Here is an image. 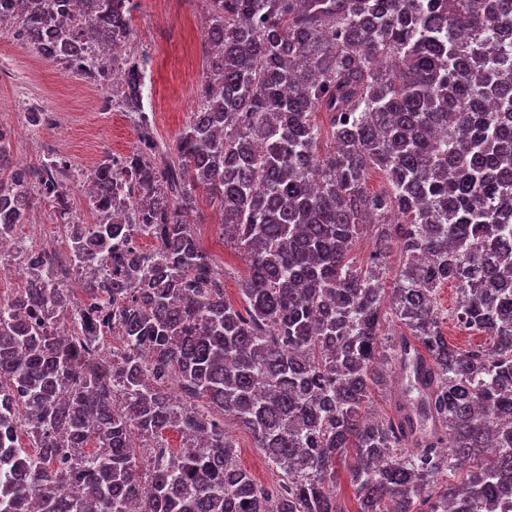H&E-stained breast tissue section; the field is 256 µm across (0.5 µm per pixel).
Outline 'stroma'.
Wrapping results in <instances>:
<instances>
[{
    "label": "stroma",
    "instance_id": "obj_1",
    "mask_svg": "<svg viewBox=\"0 0 512 512\" xmlns=\"http://www.w3.org/2000/svg\"><path fill=\"white\" fill-rule=\"evenodd\" d=\"M132 13L134 37L131 52L150 49L153 66L146 80V93L154 108V124L161 146H174L176 138L196 107V87L205 69L202 42L207 14L201 0H135ZM15 31L0 33V51L15 55V67L28 82L31 95L56 102L60 110L54 126L37 133L17 131L22 101L13 86L0 82V124L14 129L11 147L14 160L27 166L42 163L49 151L68 160L72 167L95 166L105 156L131 153L137 135L120 113L94 106L82 91L77 76L54 62L29 51L15 53ZM194 231L202 247L212 256L224 283V293L239 301L238 281L246 266L241 257L224 242L217 216L202 208ZM238 451L237 464L256 482L268 486L278 474L265 462L251 434L230 427Z\"/></svg>",
    "mask_w": 512,
    "mask_h": 512
}]
</instances>
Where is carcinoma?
Masks as SVG:
<instances>
[{"label": "carcinoma", "mask_w": 512, "mask_h": 512, "mask_svg": "<svg viewBox=\"0 0 512 512\" xmlns=\"http://www.w3.org/2000/svg\"><path fill=\"white\" fill-rule=\"evenodd\" d=\"M204 2L205 71L176 159L161 156L146 58L132 55L123 105L138 139L124 167L137 201L110 224L112 157L91 170L87 232L155 249L112 248L111 282L79 300L32 281L0 295V396L32 423L36 448L0 430V512H345L339 461L355 512L506 507L512 0ZM71 7L0 0V20L76 73L85 33ZM133 7L94 0L89 24L107 48L133 37ZM325 137L334 149L322 155ZM12 140L1 127L0 225L27 223L41 199L68 218L67 161L33 176ZM371 170L385 175L377 193L365 187ZM202 200L246 259L241 310L187 222ZM365 232L373 250L358 264ZM449 281L450 320L485 344L448 341L436 291ZM106 331L119 345L102 368ZM392 364L394 415L371 419ZM228 416L275 484L235 464Z\"/></svg>", "instance_id": "cac0c4a2"}]
</instances>
